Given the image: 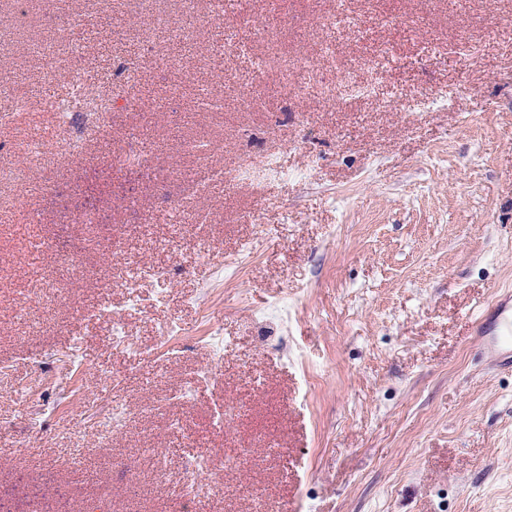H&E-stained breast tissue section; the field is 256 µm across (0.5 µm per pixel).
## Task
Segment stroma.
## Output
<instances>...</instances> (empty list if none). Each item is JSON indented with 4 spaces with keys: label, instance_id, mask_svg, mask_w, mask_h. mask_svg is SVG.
Masks as SVG:
<instances>
[{
    "label": "stroma",
    "instance_id": "1",
    "mask_svg": "<svg viewBox=\"0 0 512 512\" xmlns=\"http://www.w3.org/2000/svg\"><path fill=\"white\" fill-rule=\"evenodd\" d=\"M354 17L320 25L331 0H228L199 30L193 52L151 32L152 15L124 0H72L98 31L82 47L102 69L133 58L83 155L30 173L39 190L0 223V512H39L66 488L72 512H179L171 487L195 455H246L195 512H512V371L479 355V311L512 290V0H345ZM256 12L279 39L239 27ZM18 19L0 23V68L37 76L44 62L16 53ZM474 55L455 52L459 43ZM290 51L287 75L258 64ZM381 57L385 76L373 80ZM350 75L363 97L335 104L304 74ZM293 88L277 95L280 82ZM60 117L31 110L0 128V158L17 161L30 127ZM207 137L209 155L189 150ZM153 146L150 166L117 164L113 143ZM275 157L287 179L242 170ZM223 170L195 197L203 217L178 236L173 199L202 166ZM173 170L155 179V168ZM96 210L117 249L94 246L90 276L68 297L45 296L34 322L16 309L31 282L19 272L31 238L54 239L58 209ZM214 253H252L236 278H215ZM165 271L141 281L135 305L125 262ZM110 299L133 346L112 342L86 313ZM287 299V322L262 318ZM182 333L171 337L167 322ZM224 336L217 379L199 376L212 330ZM81 346L84 364L69 363ZM173 346L168 360L155 348ZM318 376L299 396L302 370ZM128 415L111 432L93 419L106 380ZM192 385L190 402L175 392ZM58 412L31 430L18 404ZM233 406L216 427L213 409ZM165 449L168 479L143 454ZM262 488L263 504L251 491Z\"/></svg>",
    "mask_w": 512,
    "mask_h": 512
}]
</instances>
